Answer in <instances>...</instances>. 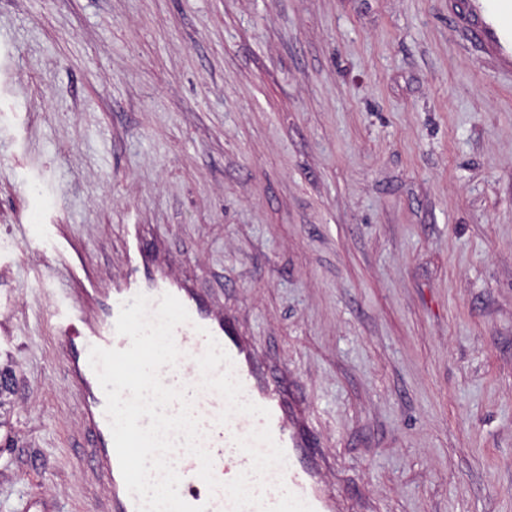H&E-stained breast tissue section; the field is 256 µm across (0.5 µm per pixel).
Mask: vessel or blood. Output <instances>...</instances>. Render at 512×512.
<instances>
[{"instance_id":"vessel-or-blood-1","label":"vessel or blood","mask_w":512,"mask_h":512,"mask_svg":"<svg viewBox=\"0 0 512 512\" xmlns=\"http://www.w3.org/2000/svg\"><path fill=\"white\" fill-rule=\"evenodd\" d=\"M459 18L471 25L477 40L497 52L503 65H512V0H461ZM38 240L50 249L44 264L45 279H54L60 272L66 277L60 302L51 314L52 327L60 344L78 424L86 439L88 470L101 488L92 500L93 512H137L138 498L128 492L124 483L105 413L106 397L89 363V353L94 346H129V339L117 334L115 323L122 304L140 293L154 303L163 294H172L189 313V322L174 331L183 356L176 367L162 368L161 377L164 384L194 388V412L203 431L201 443L213 457L215 477L227 482L247 470L250 458L239 450L235 440L267 425L283 447L286 463L264 476L265 504H275L285 488L307 502L313 512H334L327 477L312 458L305 427L292 418L287 408V375L265 374L255 355L236 339L223 314L215 312L203 295L186 284L171 266L151 263L138 236L129 240L125 273L113 278L108 288L97 287L92 281L82 249L67 225H42ZM212 338L231 357L232 372L243 386L244 399L267 408L269 419L236 414L227 424H218L217 417L226 403L217 392L199 389L201 373L196 363ZM174 461L181 477L179 493L185 502L206 506L207 512H233L227 495L210 492L201 480L200 462L195 456L179 451Z\"/></svg>"}]
</instances>
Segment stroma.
I'll return each mask as SVG.
<instances>
[{"mask_svg": "<svg viewBox=\"0 0 512 512\" xmlns=\"http://www.w3.org/2000/svg\"><path fill=\"white\" fill-rule=\"evenodd\" d=\"M458 0H0V512H86L34 221L127 227L284 369L336 512H512V68ZM14 394L13 370L10 363L0 361V428L7 427L10 397Z\"/></svg>", "mask_w": 512, "mask_h": 512, "instance_id": "obj_1", "label": "stroma"}]
</instances>
